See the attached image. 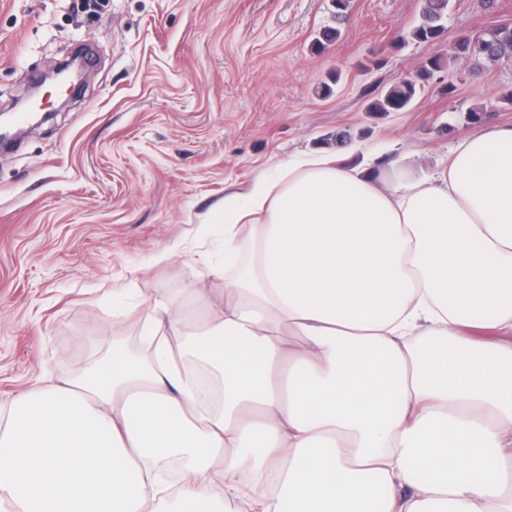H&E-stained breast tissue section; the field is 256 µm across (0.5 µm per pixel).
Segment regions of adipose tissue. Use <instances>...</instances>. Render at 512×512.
<instances>
[{
	"instance_id": "adipose-tissue-1",
	"label": "adipose tissue",
	"mask_w": 512,
	"mask_h": 512,
	"mask_svg": "<svg viewBox=\"0 0 512 512\" xmlns=\"http://www.w3.org/2000/svg\"><path fill=\"white\" fill-rule=\"evenodd\" d=\"M240 216L223 288L0 403V512H512V342L460 331L512 333V127L424 179L296 155Z\"/></svg>"
}]
</instances>
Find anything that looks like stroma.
Returning <instances> with one entry per match:
<instances>
[{"label": "stroma", "instance_id": "35a3bbf8", "mask_svg": "<svg viewBox=\"0 0 512 512\" xmlns=\"http://www.w3.org/2000/svg\"><path fill=\"white\" fill-rule=\"evenodd\" d=\"M425 5L351 0L337 23L330 0H0V109L77 48L92 58L79 95L60 107L43 85L52 119L0 152V400L64 383L113 340L135 344L140 316L113 299L223 287L210 269L235 209L330 133L351 134L353 164L425 178L478 129L511 127L512 59L454 46L512 25V0H451L443 36L420 43L409 33ZM333 24L339 38L312 50ZM436 55L445 68L407 110L367 111Z\"/></svg>", "mask_w": 512, "mask_h": 512}]
</instances>
